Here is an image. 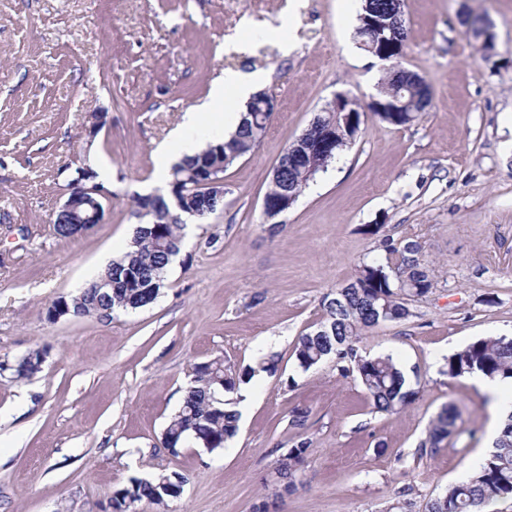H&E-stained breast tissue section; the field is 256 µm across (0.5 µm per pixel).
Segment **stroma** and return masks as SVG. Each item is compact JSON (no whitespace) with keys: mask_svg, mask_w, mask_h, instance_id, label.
Masks as SVG:
<instances>
[{"mask_svg":"<svg viewBox=\"0 0 512 512\" xmlns=\"http://www.w3.org/2000/svg\"><path fill=\"white\" fill-rule=\"evenodd\" d=\"M288 3L0 0V362L48 350L32 378L0 373V512H110L113 490L166 471L187 476L184 491L146 512H255L277 458L303 439L279 512H424L486 455L487 398L442 368L476 339L512 336V0H404L403 65L429 84L430 107L406 127L366 114L272 237L262 203L284 149L336 93L370 104L386 68L357 46L361 0H304L286 50ZM465 12L491 21L493 56L465 34ZM241 37L252 47L231 51ZM228 67L264 73L275 111L258 148L225 171L223 212L187 225L153 305L48 321L57 296L125 250L134 199L156 188L157 146ZM95 112L107 124L91 138ZM101 165L112 171L104 223L58 239L67 170ZM407 238L435 286L359 344L393 355L416 392L389 415L335 360L305 372L293 349L326 294ZM274 353L276 372L258 370ZM216 357L255 370L240 430L225 449L169 455L162 434L191 369ZM448 405L455 434L421 452Z\"/></svg>","mask_w":512,"mask_h":512,"instance_id":"stroma-1","label":"stroma"}]
</instances>
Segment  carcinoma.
<instances>
[{
	"instance_id": "cac0c4a2",
	"label": "carcinoma",
	"mask_w": 512,
	"mask_h": 512,
	"mask_svg": "<svg viewBox=\"0 0 512 512\" xmlns=\"http://www.w3.org/2000/svg\"><path fill=\"white\" fill-rule=\"evenodd\" d=\"M361 13L390 20L399 17L398 29L392 32L396 46L408 38L403 18V0H365ZM412 71L402 65V55L389 53L387 75L382 79L377 100L396 106L409 102L410 112H378V118L393 126H406L418 118L428 104L426 91L410 80ZM270 112H247L237 131L228 139L208 147L171 168L168 186L181 199L179 215H170L165 198L139 195L135 199V216L139 220L134 236L123 255L112 261L98 277L75 294L60 295L47 307V315L63 306L74 318H101L105 312L137 311L153 304L164 287L172 256L180 253L187 220L204 207L199 193L189 189V181L200 173L214 170L220 176L238 159L253 152L267 131ZM364 113H355L356 123L344 124L342 114L327 108L317 113L313 131L291 142L278 160L270 188L266 193L264 212L270 234L280 232L275 219L282 214L279 203L287 194L301 195L312 182L305 166L293 162L302 154L318 175L327 170L333 158L313 152L315 137L330 127L336 132V152L347 148L357 137ZM53 232L60 239L75 238L89 230L74 220L56 215ZM132 275L134 286L109 288V282H120ZM434 288L433 279L421 255L419 243L405 239L398 245L385 247V256L360 266L347 283L327 294L322 300L323 320L300 336L294 346L295 361L303 371L318 367L334 358L341 374L352 375L364 387L373 409L394 414L406 406L416 391L406 387L404 373L390 355L369 357L359 352L356 343L367 332L385 322H397L411 316L409 302L427 296ZM45 351L33 349L14 364H0V370L11 371L17 379L41 372ZM254 369L240 373L214 358L205 366H195L193 380L185 389L180 406L171 417L163 437L181 440L189 437L209 452L224 448L238 433V413L228 408L229 402L218 403L219 393H233L240 383L252 378ZM450 378L480 373L491 380L512 383V337L479 338L448 356L446 370ZM459 413L455 407L443 409L431 423L427 438L420 448L432 451L453 434ZM310 442L302 440L282 455L275 467L280 485L291 491L296 486V473L303 464ZM187 477L179 472L160 473L149 479L132 478L128 484L112 492L111 512H137L140 505L165 506L180 497ZM492 502H506L512 512V411L507 415L494 450L478 463L461 481L426 505V512H482Z\"/></svg>"
}]
</instances>
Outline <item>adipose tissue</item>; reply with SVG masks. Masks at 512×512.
<instances>
[{"mask_svg": "<svg viewBox=\"0 0 512 512\" xmlns=\"http://www.w3.org/2000/svg\"><path fill=\"white\" fill-rule=\"evenodd\" d=\"M259 74L245 75L233 69H225L224 76L211 88L208 102L185 111L180 122L171 131L169 140L158 148L160 163L155 177L163 181L168 177L171 164L192 157L202 151L206 140L220 141L237 130L247 104L262 86ZM224 106L219 124L209 122L212 104Z\"/></svg>", "mask_w": 512, "mask_h": 512, "instance_id": "adipose-tissue-1", "label": "adipose tissue"}]
</instances>
